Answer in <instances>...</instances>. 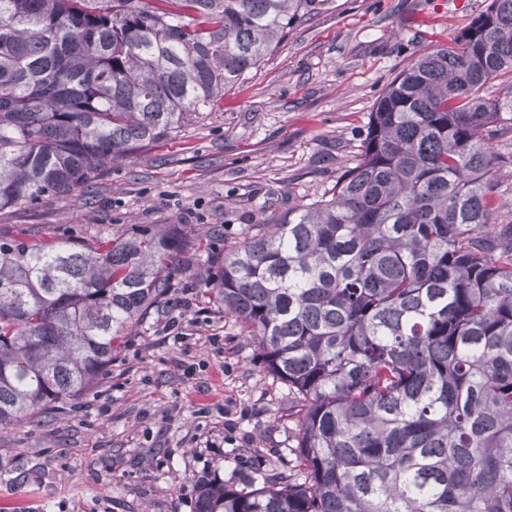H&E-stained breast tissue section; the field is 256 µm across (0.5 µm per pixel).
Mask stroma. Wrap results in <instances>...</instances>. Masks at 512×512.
<instances>
[{
  "instance_id": "35a3bbf8",
  "label": "stroma",
  "mask_w": 512,
  "mask_h": 512,
  "mask_svg": "<svg viewBox=\"0 0 512 512\" xmlns=\"http://www.w3.org/2000/svg\"><path fill=\"white\" fill-rule=\"evenodd\" d=\"M489 2L323 0L203 121L67 198L1 211L0 235L90 240L177 224L190 236L217 228L213 253L238 243L329 195L385 86ZM212 272L194 258L78 400L0 430V512H194L200 478L242 489L287 470L288 388L210 297Z\"/></svg>"
}]
</instances>
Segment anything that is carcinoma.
I'll return each instance as SVG.
<instances>
[{
  "mask_svg": "<svg viewBox=\"0 0 512 512\" xmlns=\"http://www.w3.org/2000/svg\"><path fill=\"white\" fill-rule=\"evenodd\" d=\"M319 0H0V210L64 198L208 116ZM507 83L482 95L493 79ZM512 0L386 86L331 197L213 258L211 293L299 407L295 465L195 512H512ZM200 245L0 237V426L93 388ZM495 151L502 156L509 158L508 163L503 164L496 174L499 193L498 202L499 209L495 216L494 224H511L512 223V137L509 134L495 142Z\"/></svg>",
  "mask_w": 512,
  "mask_h": 512,
  "instance_id": "1",
  "label": "carcinoma"
}]
</instances>
